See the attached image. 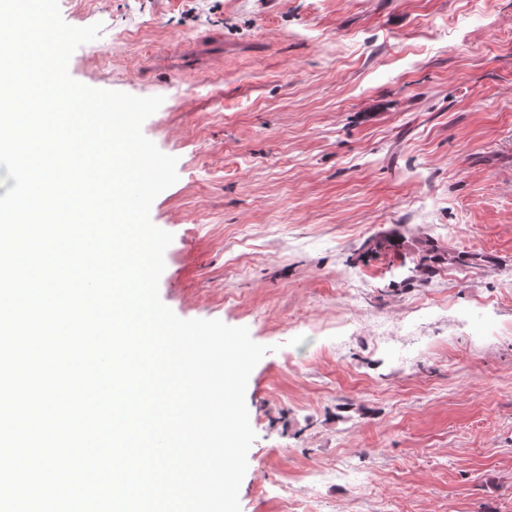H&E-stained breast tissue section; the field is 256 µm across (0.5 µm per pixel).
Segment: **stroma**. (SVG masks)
<instances>
[{
	"label": "stroma",
	"mask_w": 512,
	"mask_h": 512,
	"mask_svg": "<svg viewBox=\"0 0 512 512\" xmlns=\"http://www.w3.org/2000/svg\"><path fill=\"white\" fill-rule=\"evenodd\" d=\"M59 6L72 78L164 99L162 302L272 348L241 512H512V0ZM420 261L415 267V279L419 282H429L436 274V265L444 259L437 246L430 239L418 240L415 243Z\"/></svg>",
	"instance_id": "obj_1"
}]
</instances>
